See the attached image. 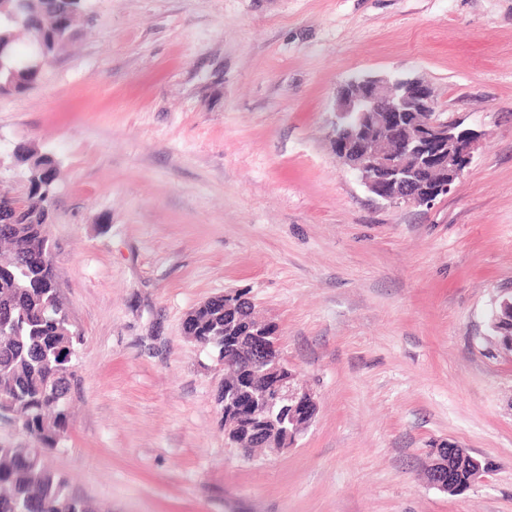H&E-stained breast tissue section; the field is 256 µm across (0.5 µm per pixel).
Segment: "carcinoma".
Listing matches in <instances>:
<instances>
[{
	"label": "carcinoma",
	"instance_id": "obj_1",
	"mask_svg": "<svg viewBox=\"0 0 512 512\" xmlns=\"http://www.w3.org/2000/svg\"><path fill=\"white\" fill-rule=\"evenodd\" d=\"M85 16L87 0H0V46L11 52L0 68V95L32 89ZM10 159L24 191L0 192V415L18 421L34 445L0 446V512H93L45 460L66 437L68 378L80 343L58 297L47 238L61 161L34 141L14 145ZM185 333L224 355V303L192 309ZM478 463L455 468L459 489Z\"/></svg>",
	"mask_w": 512,
	"mask_h": 512
}]
</instances>
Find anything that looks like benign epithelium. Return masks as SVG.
<instances>
[{
  "label": "benign epithelium",
  "instance_id": "7a95c632",
  "mask_svg": "<svg viewBox=\"0 0 512 512\" xmlns=\"http://www.w3.org/2000/svg\"><path fill=\"white\" fill-rule=\"evenodd\" d=\"M332 144L338 166L360 178L377 199L389 204L431 206L448 194L469 165L477 134L442 117L432 87L415 77L366 76L353 78L337 89ZM384 113L397 148L370 146L373 119ZM224 320L230 330L248 324L247 334L227 338L236 361L255 373L254 400L263 415H245L231 400L219 395L224 437L228 445L248 457L258 447L279 451L293 446L316 414L317 403L309 390L298 386L297 370L279 351L276 326L245 316L244 299L220 295ZM493 326L499 345L512 352V294L492 306ZM448 462L434 461L428 480L437 489L456 491L448 481Z\"/></svg>",
  "mask_w": 512,
  "mask_h": 512
}]
</instances>
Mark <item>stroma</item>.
Here are the masks:
<instances>
[{
    "instance_id": "stroma-1",
    "label": "stroma",
    "mask_w": 512,
    "mask_h": 512,
    "mask_svg": "<svg viewBox=\"0 0 512 512\" xmlns=\"http://www.w3.org/2000/svg\"><path fill=\"white\" fill-rule=\"evenodd\" d=\"M0 154L61 161L48 227L82 341L46 458L101 512H512V0H88ZM407 73L476 131L432 207L336 164L339 84ZM246 292L318 412L293 447L224 438L188 312ZM492 462L451 496L431 449ZM491 311L493 312V326L497 331L491 327L489 320L488 337L496 339L499 333V345L503 349L512 352V294L498 299L492 306Z\"/></svg>"
}]
</instances>
